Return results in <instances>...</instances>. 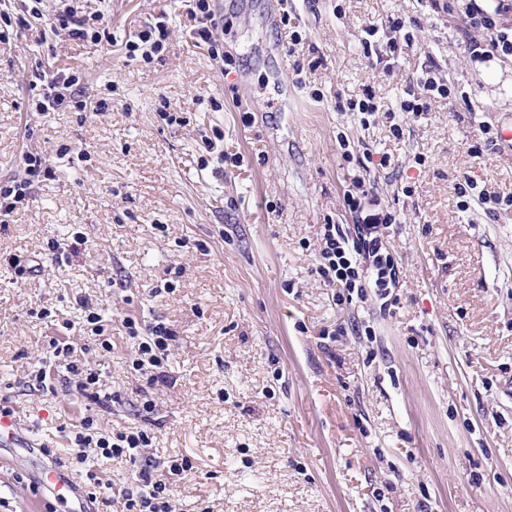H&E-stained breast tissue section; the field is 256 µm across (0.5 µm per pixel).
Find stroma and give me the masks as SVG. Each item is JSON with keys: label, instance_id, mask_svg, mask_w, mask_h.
Here are the masks:
<instances>
[{"label": "stroma", "instance_id": "35a3bbf8", "mask_svg": "<svg viewBox=\"0 0 512 512\" xmlns=\"http://www.w3.org/2000/svg\"><path fill=\"white\" fill-rule=\"evenodd\" d=\"M466 4L216 0L227 76L195 46L183 0H77L101 14L105 47L40 36L57 0L24 36L0 38V181L21 176L26 149L54 171L0 227V400L20 424L0 446V512H65L34 484L50 462L78 496L96 492L91 512H120L110 490L138 468L71 463L65 429L87 415L148 431L154 462L190 458L177 512H512V208L491 219L456 191L468 179L512 194V140L470 152L481 128L512 129V57H473L486 35ZM162 12L164 56L128 59L126 40ZM390 16L413 39L386 68L359 38ZM432 64L456 98L386 119ZM57 70L82 75L88 111L29 116L33 82ZM367 87L380 112L363 126L336 100ZM341 135L394 162L371 169L357 213L344 206ZM385 209L398 219L386 238L397 287L337 301L316 272L321 224L351 234ZM73 231L85 251L16 280L6 257L43 258ZM92 308L111 352L81 331ZM127 316L177 332L162 380L133 370ZM54 339L101 370L100 400L50 363ZM41 366L44 390L30 383Z\"/></svg>", "mask_w": 512, "mask_h": 512}]
</instances>
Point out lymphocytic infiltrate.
I'll return each mask as SVG.
<instances>
[{
  "mask_svg": "<svg viewBox=\"0 0 512 512\" xmlns=\"http://www.w3.org/2000/svg\"><path fill=\"white\" fill-rule=\"evenodd\" d=\"M468 18L471 27L486 31L490 39L481 56L491 60L512 57V32L501 28L499 20L512 12V0H496L488 6L487 0H468ZM188 15L193 20L192 36L200 46H206L218 68H225L228 59L224 48L216 39V33L224 26V17L217 13L214 0H189ZM50 27L54 33L72 38L88 39L95 43L109 41L108 30L90 25L88 16L79 14L69 5H61L55 11ZM169 35L165 21L147 25L133 39L125 43L127 58H141L152 62L164 52ZM419 83L421 94L400 99L396 109L407 116L417 117L428 111L431 100L451 99L447 81L438 78L435 69L424 71ZM86 110L87 102L81 80L76 73L56 71L41 78L40 91L32 101L36 113L53 112L64 107ZM25 176L0 183V217L9 216L18 205L27 201L38 185L54 175L42 155L29 152L24 156ZM396 221L394 213L379 217L376 223L362 226L356 237H349L336 224H326L320 229V249L317 257L319 276L332 286L347 292H364L366 286H374L377 295L388 296L390 288L398 282L397 265L393 254L385 245L384 231ZM123 325L129 338L136 341V357L133 365L146 372L164 367L172 348L178 340L170 325L157 322L141 326L132 318H124ZM91 417L82 418L71 439V457L77 463H86L88 449H95L97 456L106 459L137 461L142 448L152 439L146 431L129 433H100L93 426ZM124 512H176L171 486L165 479L152 476L149 467H142L136 477L118 489Z\"/></svg>",
  "mask_w": 512,
  "mask_h": 512,
  "instance_id": "f902f5d3",
  "label": "lymphocytic infiltrate"
}]
</instances>
